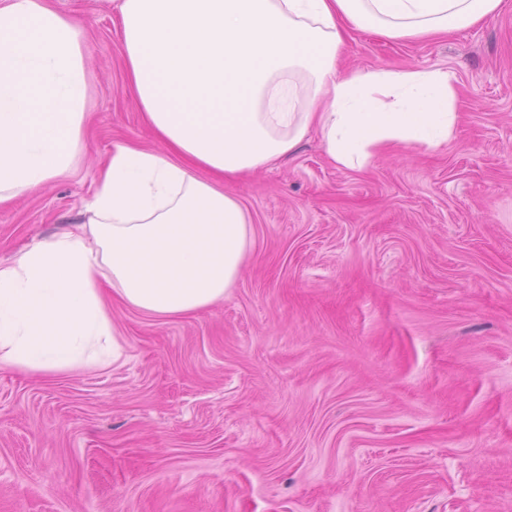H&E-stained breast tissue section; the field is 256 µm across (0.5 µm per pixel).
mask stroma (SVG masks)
Returning <instances> with one entry per match:
<instances>
[{"instance_id": "1", "label": "stroma", "mask_w": 512, "mask_h": 512, "mask_svg": "<svg viewBox=\"0 0 512 512\" xmlns=\"http://www.w3.org/2000/svg\"><path fill=\"white\" fill-rule=\"evenodd\" d=\"M86 25L78 172L0 207V261L82 222L120 141L154 146L113 0ZM342 68H448L435 151L338 169L317 134L243 181L254 244L224 302L112 304L124 359L0 368V512H512V0L445 39L356 31Z\"/></svg>"}]
</instances>
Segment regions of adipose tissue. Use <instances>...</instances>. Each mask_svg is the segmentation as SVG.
<instances>
[{"mask_svg":"<svg viewBox=\"0 0 512 512\" xmlns=\"http://www.w3.org/2000/svg\"><path fill=\"white\" fill-rule=\"evenodd\" d=\"M502 0H118L120 54L157 148L115 143L85 222L0 262V365L55 376L124 356L107 304L177 317L221 302L253 242L227 180L318 132L360 172L394 145L436 150L459 118L442 68L351 69L350 31L421 40ZM83 25L47 0H0V206L75 171L84 149Z\"/></svg>","mask_w":512,"mask_h":512,"instance_id":"obj_1","label":"adipose tissue"}]
</instances>
